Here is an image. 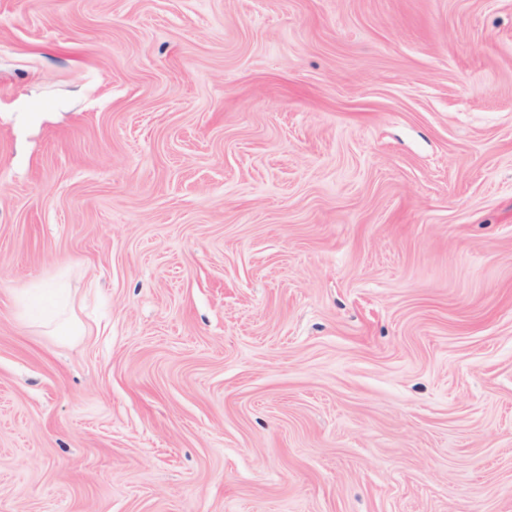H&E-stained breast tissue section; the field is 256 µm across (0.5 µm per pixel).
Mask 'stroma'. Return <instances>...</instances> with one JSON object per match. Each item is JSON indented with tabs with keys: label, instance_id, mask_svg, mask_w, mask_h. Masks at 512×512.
I'll list each match as a JSON object with an SVG mask.
<instances>
[{
	"label": "stroma",
	"instance_id": "obj_1",
	"mask_svg": "<svg viewBox=\"0 0 512 512\" xmlns=\"http://www.w3.org/2000/svg\"><path fill=\"white\" fill-rule=\"evenodd\" d=\"M0 512H512V0H0Z\"/></svg>",
	"mask_w": 512,
	"mask_h": 512
}]
</instances>
